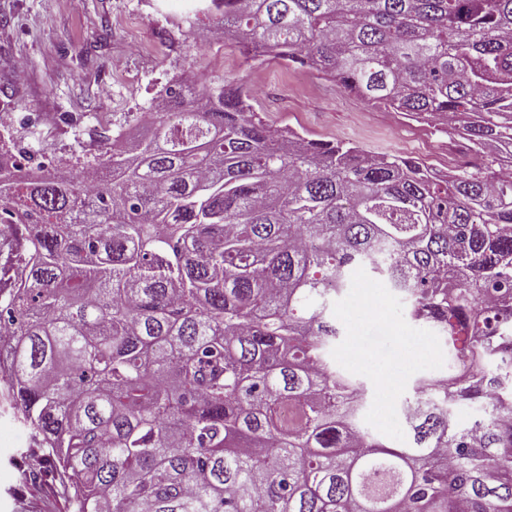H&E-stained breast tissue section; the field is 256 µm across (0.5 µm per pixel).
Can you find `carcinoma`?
Listing matches in <instances>:
<instances>
[{
	"mask_svg": "<svg viewBox=\"0 0 512 512\" xmlns=\"http://www.w3.org/2000/svg\"><path fill=\"white\" fill-rule=\"evenodd\" d=\"M199 2L247 54L464 116L483 167L283 134L206 79L112 120L76 175L0 134V401L74 512H512V311L479 310L512 293V0ZM358 266L453 361L414 386L402 448L326 356Z\"/></svg>",
	"mask_w": 512,
	"mask_h": 512,
	"instance_id": "1",
	"label": "carcinoma"
}]
</instances>
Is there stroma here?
Returning a JSON list of instances; mask_svg holds the SVG:
<instances>
[{
    "mask_svg": "<svg viewBox=\"0 0 512 512\" xmlns=\"http://www.w3.org/2000/svg\"><path fill=\"white\" fill-rule=\"evenodd\" d=\"M195 6L196 0H0V112L21 115L42 160L69 161L92 145L97 129L111 127L113 113L147 111L172 79L228 80L251 89V112L273 128L453 171L459 144L448 124L407 117L398 125L386 107L314 71L255 59L229 40L200 43ZM20 60L27 64L22 79L15 75ZM66 115L76 126L63 124ZM379 285L370 271L352 272L336 297L342 332L328 357L365 382L360 422L396 447L405 438L400 413L415 381L447 373L448 351L438 341L429 356L417 353L411 337L432 330L407 317L402 294L389 293L384 312L373 313L369 297ZM41 454L31 431L1 407L0 512H15L19 498L32 501L35 512H73L58 468L45 463L31 471V459Z\"/></svg>",
    "mask_w": 512,
    "mask_h": 512,
    "instance_id": "stroma-1",
    "label": "stroma"
}]
</instances>
